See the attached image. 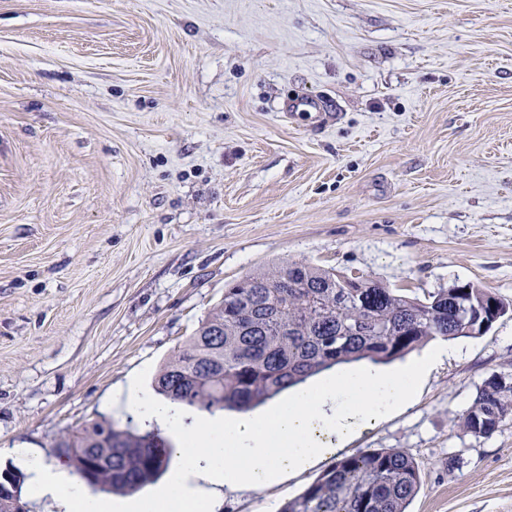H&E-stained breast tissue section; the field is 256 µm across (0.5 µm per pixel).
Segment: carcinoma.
<instances>
[{
  "label": "carcinoma",
  "instance_id": "1",
  "mask_svg": "<svg viewBox=\"0 0 512 512\" xmlns=\"http://www.w3.org/2000/svg\"><path fill=\"white\" fill-rule=\"evenodd\" d=\"M512 308L471 283L452 284L421 299L366 276L347 277L308 263L250 273L224 288V298L186 345L164 364L155 389L170 402L213 414L246 411L309 378L359 361L388 363L441 336L466 335L458 308ZM512 415V381L480 389L463 429L491 436ZM86 484L125 494L166 471L173 454L158 432L94 422L53 449ZM420 487L404 451L375 449L344 456L277 512H408Z\"/></svg>",
  "mask_w": 512,
  "mask_h": 512
}]
</instances>
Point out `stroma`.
<instances>
[{"mask_svg":"<svg viewBox=\"0 0 512 512\" xmlns=\"http://www.w3.org/2000/svg\"><path fill=\"white\" fill-rule=\"evenodd\" d=\"M328 113L285 117L298 97ZM308 262L512 303V0H0V470L126 414L253 271ZM413 401L220 512H277L336 459L408 453L410 512H512V312ZM512 415V375L505 383L493 378L484 384L470 407L463 429L478 437L491 436Z\"/></svg>","mask_w":512,"mask_h":512,"instance_id":"35a3bbf8","label":"stroma"}]
</instances>
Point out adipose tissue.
<instances>
[{"label":"adipose tissue","instance_id":"adipose-tissue-1","mask_svg":"<svg viewBox=\"0 0 512 512\" xmlns=\"http://www.w3.org/2000/svg\"><path fill=\"white\" fill-rule=\"evenodd\" d=\"M463 354L462 346L440 343L391 370L341 366L269 412L233 420L200 414L190 425L178 405L134 380L127 387L129 409L161 423L181 460L168 481L147 499H92L64 470L36 461L29 493L58 501L64 512H216L224 486L263 485L341 447L360 429L408 405L432 364Z\"/></svg>","mask_w":512,"mask_h":512}]
</instances>
